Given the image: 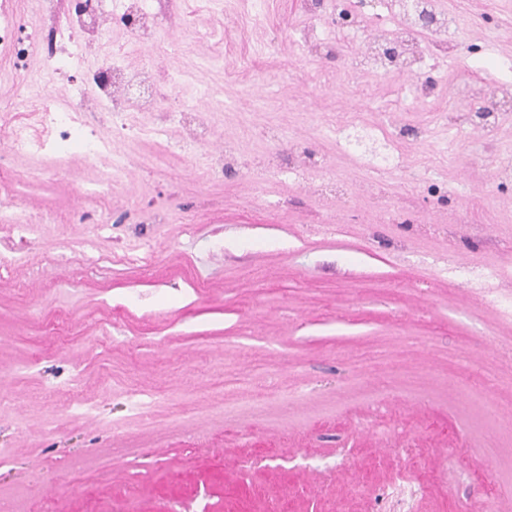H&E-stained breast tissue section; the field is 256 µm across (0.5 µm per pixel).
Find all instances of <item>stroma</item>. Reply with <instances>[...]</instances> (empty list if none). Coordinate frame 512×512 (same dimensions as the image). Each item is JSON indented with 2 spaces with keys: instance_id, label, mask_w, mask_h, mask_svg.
Here are the masks:
<instances>
[{
  "instance_id": "1",
  "label": "stroma",
  "mask_w": 512,
  "mask_h": 512,
  "mask_svg": "<svg viewBox=\"0 0 512 512\" xmlns=\"http://www.w3.org/2000/svg\"><path fill=\"white\" fill-rule=\"evenodd\" d=\"M155 0L153 39L126 54L156 63L158 107L135 109L150 129L210 90L207 148L237 162L204 180L155 141L113 134L128 164L108 209L83 196L95 167L45 137L32 157L0 137V199L20 203L33 235L0 230L19 258L0 282V503L10 512H503L512 503V282L495 291L448 277L445 263L512 270V113L493 136L444 120L512 79V12L501 0H441L451 40L480 60L461 69L430 53L436 83L416 101L410 73L383 78L304 58L312 21L301 0ZM69 0H12L7 11L45 33ZM199 36L184 41L185 27ZM274 50H267L268 42ZM179 80L178 94L169 81ZM280 125V139L265 135ZM423 133L397 139L395 125ZM376 130L398 166L381 174L342 151L336 128ZM305 180L287 173L305 157ZM29 180L13 181L14 173ZM65 215L60 224L49 214ZM150 248L146 266L122 257ZM397 366L361 372L360 358ZM271 365L301 398L223 414L207 384ZM79 378V408L53 395ZM494 451L485 454L486 438ZM115 474L83 489L70 465ZM385 487L375 502L357 478ZM368 484V485H369Z\"/></svg>"
}]
</instances>
